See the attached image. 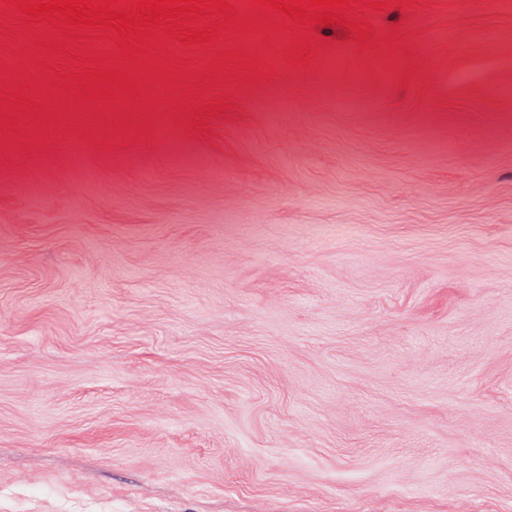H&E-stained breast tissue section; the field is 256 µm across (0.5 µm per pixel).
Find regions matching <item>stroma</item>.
I'll list each match as a JSON object with an SVG mask.
<instances>
[{
	"mask_svg": "<svg viewBox=\"0 0 512 512\" xmlns=\"http://www.w3.org/2000/svg\"><path fill=\"white\" fill-rule=\"evenodd\" d=\"M370 2L165 41L270 66L201 122L11 100L0 512H512V0Z\"/></svg>",
	"mask_w": 512,
	"mask_h": 512,
	"instance_id": "35a3bbf8",
	"label": "stroma"
}]
</instances>
